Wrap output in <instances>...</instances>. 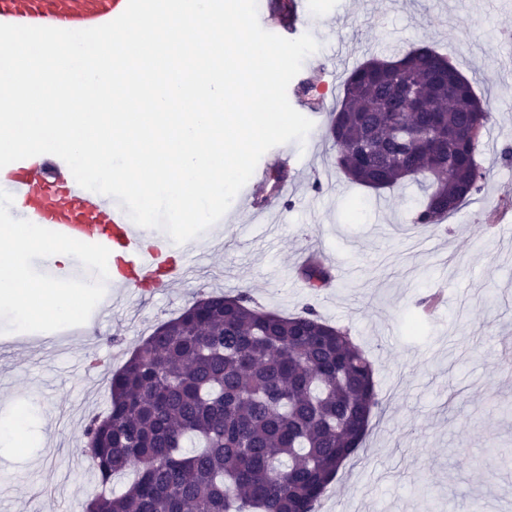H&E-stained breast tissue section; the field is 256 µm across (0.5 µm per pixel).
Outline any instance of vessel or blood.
I'll list each match as a JSON object with an SVG mask.
<instances>
[{
    "label": "vessel or blood",
    "instance_id": "obj_1",
    "mask_svg": "<svg viewBox=\"0 0 512 512\" xmlns=\"http://www.w3.org/2000/svg\"><path fill=\"white\" fill-rule=\"evenodd\" d=\"M127 0H0V24L84 30L117 18ZM1 224L39 226L50 238L78 247L70 264L45 263L47 280L66 288L99 281L141 293L187 280L200 256L193 239L174 246L147 237L117 201L82 188L60 158L33 156L0 168Z\"/></svg>",
    "mask_w": 512,
    "mask_h": 512
}]
</instances>
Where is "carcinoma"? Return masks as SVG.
<instances>
[{
    "label": "carcinoma",
    "instance_id": "obj_1",
    "mask_svg": "<svg viewBox=\"0 0 512 512\" xmlns=\"http://www.w3.org/2000/svg\"><path fill=\"white\" fill-rule=\"evenodd\" d=\"M406 72L421 107L392 85ZM490 103L428 45L371 58L346 77L328 127L336 164L373 190L421 186L412 222L443 223L485 178L477 155ZM313 291L328 269L301 268ZM84 436L101 491L82 512H314L379 407L372 363L308 305L282 316L249 293L207 295L158 326L108 380ZM133 481L112 494V477Z\"/></svg>",
    "mask_w": 512,
    "mask_h": 512
}]
</instances>
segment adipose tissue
<instances>
[{
    "label": "adipose tissue",
    "instance_id": "adipose-tissue-1",
    "mask_svg": "<svg viewBox=\"0 0 512 512\" xmlns=\"http://www.w3.org/2000/svg\"><path fill=\"white\" fill-rule=\"evenodd\" d=\"M35 250L62 263L78 255L75 246L46 239L37 227L0 226V305L14 309L29 323L53 327L79 315L87 291L32 280L26 259Z\"/></svg>",
    "mask_w": 512,
    "mask_h": 512
}]
</instances>
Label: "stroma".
<instances>
[{"label": "stroma", "mask_w": 512, "mask_h": 512, "mask_svg": "<svg viewBox=\"0 0 512 512\" xmlns=\"http://www.w3.org/2000/svg\"><path fill=\"white\" fill-rule=\"evenodd\" d=\"M312 33L319 49L292 79V107L314 127L284 143L288 178L256 216L235 196L214 229L207 262L188 280L145 297L112 293L94 339L22 327L0 306V423L13 405L32 418L21 448L0 440V512H71L94 488L84 427L106 408L108 379L155 327L200 296L250 291L265 310L314 305L347 330L373 366L380 406L361 448L339 469L318 512H512V0H327L279 36ZM418 44L442 54L489 99L493 118L477 157L485 178L444 223L411 217L409 185L380 192L350 183L325 135L352 64ZM326 96H318L319 87ZM330 267L311 293L299 275L308 254ZM439 295L431 312L422 301Z\"/></svg>", "instance_id": "35a3bbf8"}]
</instances>
